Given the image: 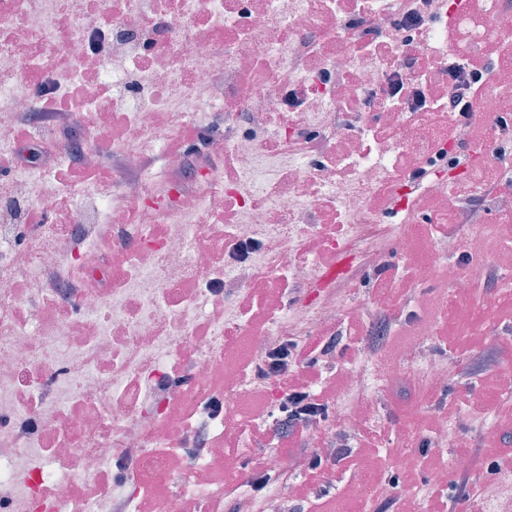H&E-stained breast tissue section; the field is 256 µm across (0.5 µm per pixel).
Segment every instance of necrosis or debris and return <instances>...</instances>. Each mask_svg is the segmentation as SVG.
Masks as SVG:
<instances>
[{
  "label": "necrosis or debris",
  "instance_id": "necrosis-or-debris-1",
  "mask_svg": "<svg viewBox=\"0 0 512 512\" xmlns=\"http://www.w3.org/2000/svg\"><path fill=\"white\" fill-rule=\"evenodd\" d=\"M398 4L0 0V157L13 158L0 180V512H224L259 423L247 417L237 455L226 451L224 416L257 385L228 342L254 337L257 360L359 311L317 275L323 225H341L346 250L376 268L397 249L408 288L439 269L450 292L434 303L438 324L485 278L460 267L480 238L512 252V193L488 190L512 170V8L432 0L433 22L408 40ZM481 55L494 64L463 117L448 109V60ZM52 110L80 113L81 135L48 133L30 164L12 130ZM467 120L485 131L473 165L428 194L439 229L468 186L471 229L417 255L422 215L406 177L447 161L448 131ZM216 121L236 131L211 139L205 158L173 153ZM106 149L122 165L112 180L78 195L56 181L73 152L94 171ZM395 207L397 223L386 218ZM289 286L307 302L269 312ZM378 301L404 341L349 370L350 406L330 414L322 454L370 424V389L407 380L430 394L451 376L438 355L420 356L432 335L401 313L397 289Z\"/></svg>",
  "mask_w": 512,
  "mask_h": 512
}]
</instances>
